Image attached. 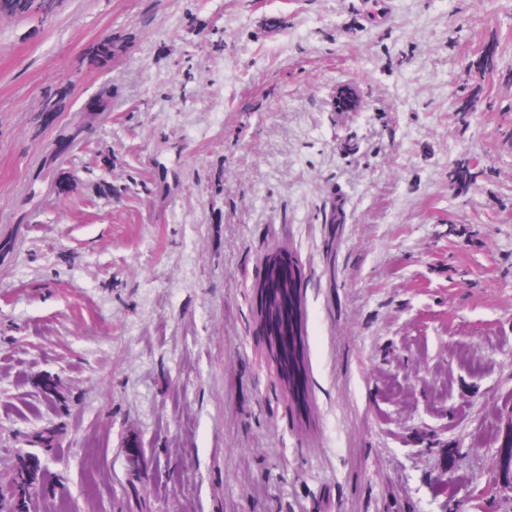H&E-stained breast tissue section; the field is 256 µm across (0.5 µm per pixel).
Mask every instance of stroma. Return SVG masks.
I'll return each mask as SVG.
<instances>
[{"label": "stroma", "mask_w": 512, "mask_h": 512, "mask_svg": "<svg viewBox=\"0 0 512 512\" xmlns=\"http://www.w3.org/2000/svg\"><path fill=\"white\" fill-rule=\"evenodd\" d=\"M509 69L512 0L0 14V482L32 453L38 512H512Z\"/></svg>", "instance_id": "obj_1"}]
</instances>
